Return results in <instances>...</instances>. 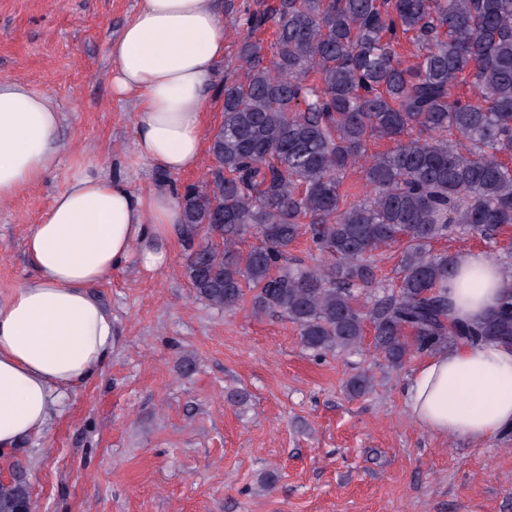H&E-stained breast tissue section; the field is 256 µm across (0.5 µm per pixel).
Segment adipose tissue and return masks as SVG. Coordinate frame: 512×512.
<instances>
[{"mask_svg":"<svg viewBox=\"0 0 512 512\" xmlns=\"http://www.w3.org/2000/svg\"><path fill=\"white\" fill-rule=\"evenodd\" d=\"M112 89L136 107L129 166L171 174L198 166L204 112L224 58L215 0H142L110 46ZM60 112L46 93L0 81V202L39 183L64 145ZM183 222L169 187L134 190L122 175L82 157L26 238L37 270L0 298V454L44 433L66 401L112 352V315L93 295L131 258L156 268L154 243ZM448 283L454 319L475 322L512 286L485 254L457 256ZM411 418L435 435L481 443L512 433V346L459 344L425 357L406 388Z\"/></svg>","mask_w":512,"mask_h":512,"instance_id":"ef3b65f1","label":"adipose tissue"}]
</instances>
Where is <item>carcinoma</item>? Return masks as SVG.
Masks as SVG:
<instances>
[{"instance_id":"carcinoma-1","label":"carcinoma","mask_w":512,"mask_h":512,"mask_svg":"<svg viewBox=\"0 0 512 512\" xmlns=\"http://www.w3.org/2000/svg\"><path fill=\"white\" fill-rule=\"evenodd\" d=\"M275 28L272 61L243 40V73L224 79V120L209 136L211 179L185 188L181 231L195 297L277 314L320 355L373 348L400 367L456 344L512 345V290L484 320L448 319L454 257L428 246L455 232L490 239L512 228V0H265L241 18ZM417 62L403 66L398 34ZM394 147L373 155L367 145ZM369 190L346 202L345 171ZM248 232L261 245L244 252ZM308 233L324 255L288 264ZM401 247L398 288L377 287L372 252ZM29 501L0 482V512Z\"/></svg>"}]
</instances>
